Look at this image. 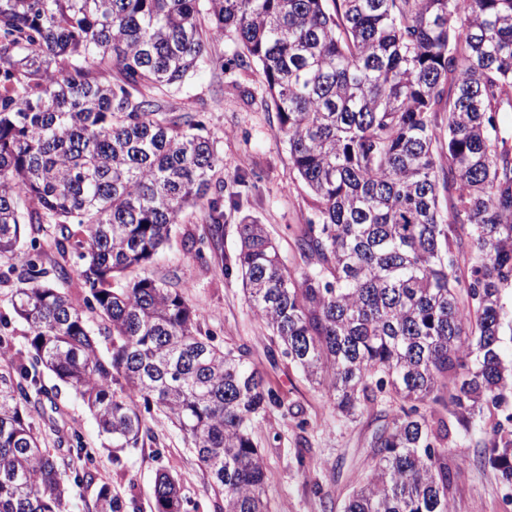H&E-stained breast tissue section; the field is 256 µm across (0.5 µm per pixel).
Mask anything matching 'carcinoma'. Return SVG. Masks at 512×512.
<instances>
[{
  "label": "carcinoma",
  "instance_id": "carcinoma-1",
  "mask_svg": "<svg viewBox=\"0 0 512 512\" xmlns=\"http://www.w3.org/2000/svg\"><path fill=\"white\" fill-rule=\"evenodd\" d=\"M0 0V255L32 329L0 364V512H70V484L33 413L50 371L80 396L112 461L155 410L194 450L222 512H270L258 431L282 395L244 347L202 333L185 292L125 272L151 263L185 207L224 204L195 114L163 97L210 62L212 34L257 63L318 223L302 271L266 226L237 225L222 257L288 362L339 416L374 417L364 477L343 512H451L448 445L512 489V0ZM122 80H101L108 70ZM78 251L84 304L23 250L43 224ZM82 228L75 238L71 226ZM468 253L467 271L456 255ZM106 319L100 355L84 308ZM156 512L186 496L157 474ZM95 512H126L100 487Z\"/></svg>",
  "mask_w": 512,
  "mask_h": 512
}]
</instances>
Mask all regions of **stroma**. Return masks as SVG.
<instances>
[{"instance_id":"1","label":"stroma","mask_w":512,"mask_h":512,"mask_svg":"<svg viewBox=\"0 0 512 512\" xmlns=\"http://www.w3.org/2000/svg\"><path fill=\"white\" fill-rule=\"evenodd\" d=\"M237 47L218 38L209 42L212 62L189 76L181 91L166 97L164 105L173 113L196 112L213 140L220 161L211 194L224 200V237L219 246L196 257L194 238L207 228L203 205L187 208L176 224L172 238L154 261L135 269L138 277L187 286L188 302L201 314V328L217 344L246 345L252 361L274 388L302 410V418L273 411L259 431L267 470V494L273 512H323L313 494L314 483L324 481L325 463L336 466L331 490L343 502L363 478L361 463L368 455L373 429L370 415L345 420L334 413L324 393L314 390L282 355L277 343L247 304L236 276H225L221 254L238 247L237 226L244 216L265 224L285 265L301 269L303 261L295 246L301 225L314 221L309 193L291 168L288 146L280 132L277 114L265 104L264 77L257 64L239 66ZM53 225L39 235L40 261L44 268L64 266L69 276L58 285L75 300L84 297L76 275L79 261L74 253L58 254L49 246ZM13 281L0 282V313L8 315L7 328L0 330V363L13 360L26 350L29 326L9 315ZM46 387H57L45 375ZM55 402L60 409L56 427L46 417L33 418L45 446L69 469L75 447L88 448L97 472V482L75 490L72 512H94L99 486H108L128 504L127 512H154L152 488L158 470H169L180 482L188 500V512H219L221 495L209 490L210 478L181 436L161 415L149 421L153 433L143 446L115 464L102 448L95 420L83 402L66 388L57 387ZM506 487L496 471L471 465L458 476L453 512H512L506 504Z\"/></svg>"}]
</instances>
